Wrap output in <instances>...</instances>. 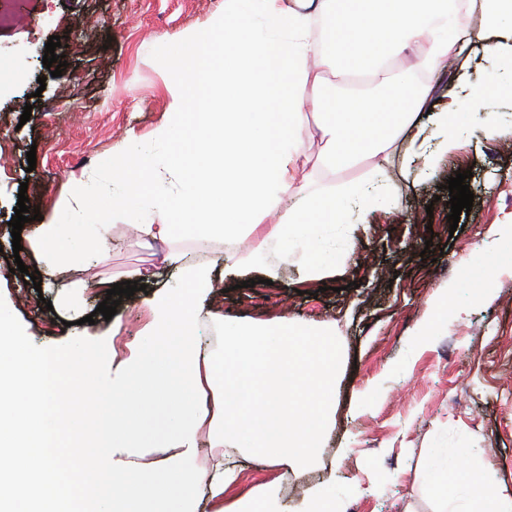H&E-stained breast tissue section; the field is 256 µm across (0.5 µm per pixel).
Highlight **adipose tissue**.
<instances>
[{"mask_svg":"<svg viewBox=\"0 0 512 512\" xmlns=\"http://www.w3.org/2000/svg\"><path fill=\"white\" fill-rule=\"evenodd\" d=\"M476 11L485 22L484 53L512 78V0H224L213 23L222 72L191 64L193 35L159 57L172 76L171 110L151 141L129 134L107 166L113 211L154 240L228 243L230 271L248 267L274 280L294 264L311 281L339 272L388 200L362 183L300 191L309 179L297 163L308 91L329 73L388 84L396 57L416 49L411 80L400 86L404 107L379 89L337 94L317 126L318 165L333 173L384 160L407 138L429 145L425 170L435 175L460 147L449 113L496 133L482 115L483 86L448 93L439 111L429 109L446 64L469 61ZM318 20L328 25L329 43L313 36ZM186 124L194 129L189 147L170 149L174 130ZM170 177L178 184L171 192L163 187ZM142 182L153 186L151 197L141 195ZM109 235V225L64 201L29 244L54 267L81 270L107 250ZM165 259L181 265L184 280L147 300L151 320L124 357L111 342L32 354L0 306V512H272L271 484L234 495L238 454L260 470L301 472L315 460L338 401L343 357L334 327L294 317L228 320L220 351L202 348L200 301L215 287L214 272L180 250ZM507 264L512 237L497 258L476 251L462 259L460 276L438 289L417 336L437 335L459 293L476 280L490 289ZM75 357L115 361L111 383L72 367ZM204 427L221 453L201 468ZM169 446L175 454L152 468L129 461L137 449ZM417 482L430 512L452 504L458 512H512V487L486 478L466 448L427 449Z\"/></svg>","mask_w":512,"mask_h":512,"instance_id":"ef3b65f1","label":"adipose tissue"}]
</instances>
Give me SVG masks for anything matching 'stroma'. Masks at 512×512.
<instances>
[{
  "instance_id": "stroma-1",
  "label": "stroma",
  "mask_w": 512,
  "mask_h": 512,
  "mask_svg": "<svg viewBox=\"0 0 512 512\" xmlns=\"http://www.w3.org/2000/svg\"><path fill=\"white\" fill-rule=\"evenodd\" d=\"M224 0H0V60L20 77L0 83V146L7 164L0 168V305L9 308L32 352H67L75 340L139 342L149 319L147 294L181 281L178 266L164 262L170 243L144 238L112 213V195L103 193L110 242L106 254L90 263L91 273L123 282L141 270L145 291L122 299L119 338L111 322L97 315L103 294L81 285L86 273L63 275V285L36 291L16 261L45 271L42 257L14 251L10 220L19 191L30 208L51 214L64 200L83 201L84 188L98 181L107 161L124 150L129 134L149 138L164 121L171 102L169 76L157 64L166 50L189 34H209L223 14ZM61 42V76L43 64L50 36ZM472 80L491 88L487 110L498 133L486 138L467 116L460 148L446 157L432 177L424 160L405 143L383 162L370 159L336 172L317 171L323 143L317 132L322 113L331 111L340 79L327 75L320 112L310 114L299 139L298 164L314 173L319 186L380 181L392 207L374 213L361 233L350 268L303 284L302 271L283 267L274 285L243 287L242 277L221 279L203 305L199 334L217 346L220 328L211 320L264 321L294 315L317 324L332 322L344 353L340 404L331 432L314 464L292 474L260 472L241 459L242 487L273 483L276 512H288L308 490L333 481L343 512H404L418 501L414 483L423 449H473L493 480L512 486V270L502 272L489 298L460 294L461 313L449 315L437 336L419 343L415 331L429 313L428 301L459 274L460 261L474 248L495 255L498 229L512 225V88L504 86L499 65L477 56ZM29 121H22L23 111ZM35 151V163L26 154ZM471 171L470 214L450 229L445 184L456 171ZM429 242L430 251L408 249V241ZM51 309H44V301ZM94 324H86L87 315ZM368 389L370 400L353 395Z\"/></svg>"
}]
</instances>
